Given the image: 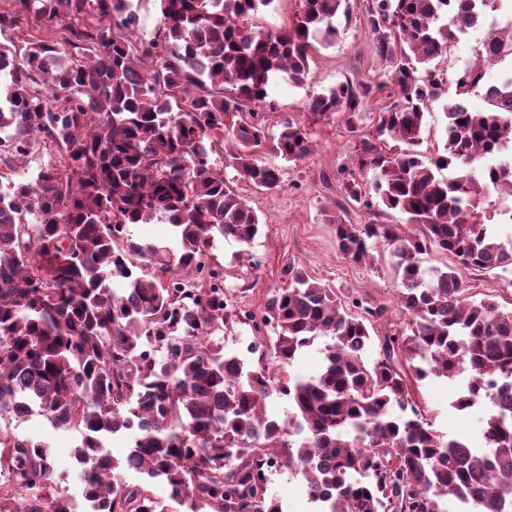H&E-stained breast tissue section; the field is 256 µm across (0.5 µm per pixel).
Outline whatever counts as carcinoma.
Wrapping results in <instances>:
<instances>
[{"label": "carcinoma", "instance_id": "obj_1", "mask_svg": "<svg viewBox=\"0 0 512 512\" xmlns=\"http://www.w3.org/2000/svg\"><path fill=\"white\" fill-rule=\"evenodd\" d=\"M274 2L159 0L143 40L131 0H0V132L12 136L0 167L31 150L50 158L0 192V416L35 404L53 429L79 432L74 457L90 463L81 474L101 512H169L152 481L181 512H283L277 461L315 512H447L450 500L512 512V310L469 299L458 269L512 271V238L477 212L491 187L512 195V79L485 92L489 110L466 105L484 64L512 55V27L487 28L484 55L455 79L441 153L422 150L424 116L447 94L438 61L470 0L368 4L397 95L374 132L359 125L368 83L306 103L314 122L340 115L359 133L342 192L374 218L326 217L345 258L390 249L404 320L380 335L386 305L296 265L263 311H234L210 264L218 243L249 247L261 232L234 182L271 189L280 173L262 152L297 162L313 148L308 125L273 135L259 111L276 108L280 83L305 86L314 43L333 45L350 20L349 0H299L291 26L268 28L258 14ZM226 143L231 178L212 159ZM390 210L403 223L382 222ZM132 224H167L172 244L134 239ZM432 252L452 262L429 274ZM233 323L283 368L322 339L323 363L282 379L211 338ZM462 374L453 407L481 410L482 448L436 429L415 398L427 377ZM273 397L288 403L281 419ZM132 427L124 461L101 451ZM14 468L0 512H72L46 444L0 432V470Z\"/></svg>", "mask_w": 512, "mask_h": 512}]
</instances>
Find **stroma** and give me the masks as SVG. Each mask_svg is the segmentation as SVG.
<instances>
[{
	"label": "stroma",
	"mask_w": 512,
	"mask_h": 512,
	"mask_svg": "<svg viewBox=\"0 0 512 512\" xmlns=\"http://www.w3.org/2000/svg\"><path fill=\"white\" fill-rule=\"evenodd\" d=\"M366 7L367 0H350L351 20L342 27L336 43L311 50L307 85L281 95L276 110L265 115L266 125L273 133L279 132L289 119L310 124L316 147L296 163L262 153L266 164L281 169L279 187L252 190L243 183L238 186L259 215L262 229L251 247V263L238 260L240 246L234 242L222 243L213 252L215 262L224 269V289L236 308L261 310L270 290L287 286L286 271L293 264L329 284L340 295L370 297L391 307L396 304L400 281L388 250L379 249V259L372 264L346 259L336 247L333 225L326 222V212L341 208L351 223L362 224L370 219L367 210L346 202L341 193L344 171L356 168L358 138L347 129L342 117L316 123L305 109L312 94L345 81L367 82L375 90L366 101L361 126L366 131L375 128L378 113L389 99L386 91L378 87L384 78L385 63L375 53V35ZM459 273L472 298H489L504 306L512 304V290L506 288L503 275H486L464 267ZM459 389V382L431 376L422 382L417 400L437 429L481 445L478 412H460L452 406ZM0 428L46 442L54 455L59 488L63 494L71 493L78 482L71 451L80 440L79 432L53 429L44 416L37 414L20 423L1 419Z\"/></svg>",
	"instance_id": "35a3bbf8"
}]
</instances>
